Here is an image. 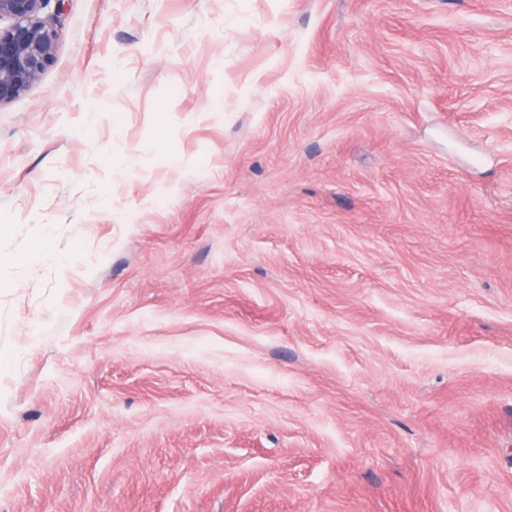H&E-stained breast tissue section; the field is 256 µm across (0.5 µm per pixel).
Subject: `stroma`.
Returning <instances> with one entry per match:
<instances>
[{
  "instance_id": "obj_1",
  "label": "stroma",
  "mask_w": 512,
  "mask_h": 512,
  "mask_svg": "<svg viewBox=\"0 0 512 512\" xmlns=\"http://www.w3.org/2000/svg\"><path fill=\"white\" fill-rule=\"evenodd\" d=\"M41 16L0 512H512V0Z\"/></svg>"
}]
</instances>
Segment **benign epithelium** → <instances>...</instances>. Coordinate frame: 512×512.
Returning a JSON list of instances; mask_svg holds the SVG:
<instances>
[{
    "mask_svg": "<svg viewBox=\"0 0 512 512\" xmlns=\"http://www.w3.org/2000/svg\"><path fill=\"white\" fill-rule=\"evenodd\" d=\"M46 0H0V106L18 98L54 63L57 34L40 19Z\"/></svg>",
    "mask_w": 512,
    "mask_h": 512,
    "instance_id": "obj_1",
    "label": "benign epithelium"
}]
</instances>
